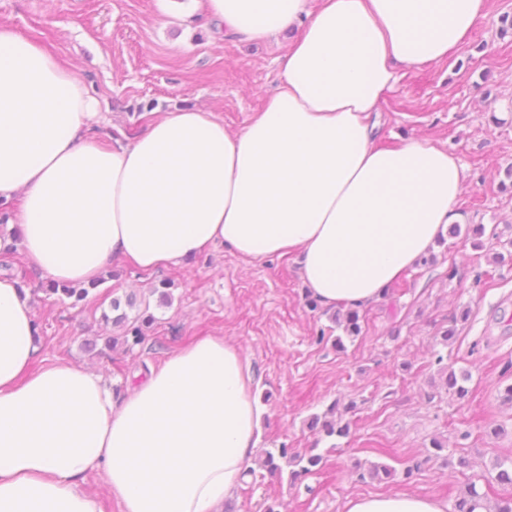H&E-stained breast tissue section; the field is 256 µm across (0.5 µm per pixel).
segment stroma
Here are the masks:
<instances>
[{
    "label": "stroma",
    "instance_id": "35a3bbf8",
    "mask_svg": "<svg viewBox=\"0 0 512 512\" xmlns=\"http://www.w3.org/2000/svg\"><path fill=\"white\" fill-rule=\"evenodd\" d=\"M512 0H490L489 14L451 59L400 71L379 105L378 145L428 139L458 156L465 189L458 208L469 224L499 240L473 248L445 237L362 309V331L336 349L329 308H313L289 258L249 263L229 250L187 266L141 274L112 260V277L76 306L47 300L21 251L0 254L9 276L29 293L44 362H71L101 374L116 390L159 369L167 355L203 336L239 343L259 380L257 450L316 448L322 464L298 480L270 476L259 460L225 501L227 512H347L351 499L407 492L454 503L475 484L488 504L512 495L497 483V462L512 461V263L497 262L512 240V191L501 190L512 165V36H500ZM0 25L40 43L97 98L101 144L145 132L162 114L212 110L228 132H241L274 90L289 32L265 41L219 36L193 0H0ZM136 295V314L153 316L133 349L108 348L118 333L102 314L112 299ZM456 333L442 344L448 327ZM325 342H318V334ZM467 371L468 394L438 393L436 357ZM348 408L350 433L318 440L308 428L331 404ZM498 434H491V427ZM471 462L446 467L431 458L432 439ZM426 458L405 475L412 458ZM393 467L370 478V464Z\"/></svg>",
    "mask_w": 512,
    "mask_h": 512
}]
</instances>
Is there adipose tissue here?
Listing matches in <instances>:
<instances>
[{"instance_id":"1","label":"adipose tissue","mask_w":512,"mask_h":512,"mask_svg":"<svg viewBox=\"0 0 512 512\" xmlns=\"http://www.w3.org/2000/svg\"><path fill=\"white\" fill-rule=\"evenodd\" d=\"M233 35L298 27L279 83L245 129L197 107L101 145L98 102L75 73L0 25V252L81 285L118 259L185 265L227 248L286 255L313 298L363 309L463 221L465 174L429 140L376 146L372 119L400 66L454 56L489 0H196ZM29 296L0 277V512H102L82 484L103 473L122 512H224L255 453L257 375L205 336L116 393L70 363L37 365ZM347 512H447L398 492Z\"/></svg>"}]
</instances>
